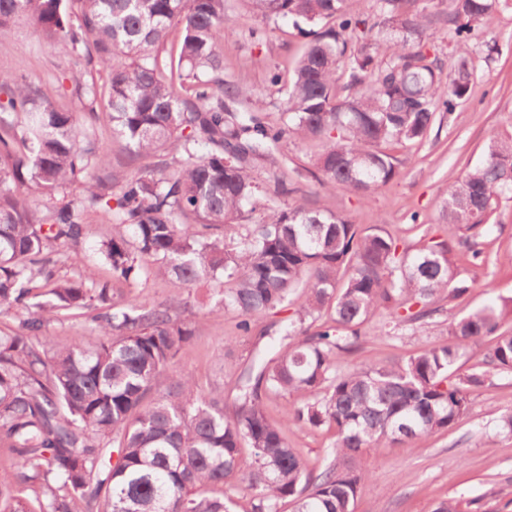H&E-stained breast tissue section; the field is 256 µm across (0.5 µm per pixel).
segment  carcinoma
<instances>
[{
  "mask_svg": "<svg viewBox=\"0 0 512 512\" xmlns=\"http://www.w3.org/2000/svg\"><path fill=\"white\" fill-rule=\"evenodd\" d=\"M250 2L264 17L293 20L306 39L282 123L266 120L265 100L224 80V0H0V31L24 16L54 51L105 74L100 86L77 85L89 100L82 114L57 107L40 83L0 73V316L22 317L25 329L0 336V448L10 459L0 466V512H352L366 451L447 433L474 391L512 374V329L496 300L449 322L442 345L339 370L380 310L388 317L376 331L386 333L439 311L440 294L469 293L454 247L442 240L401 252L380 226L279 205L296 187L282 178L264 188L253 173L288 144L319 140L322 187L371 200L398 176L386 146L423 142L465 100L470 55L512 0H453L444 19L430 0H377L373 23L358 0ZM441 20L457 56L445 77L429 45ZM175 23L182 36L167 58ZM99 106L129 160L163 153L172 162L112 182L108 153L93 146ZM73 185L81 196L68 194ZM506 192L511 135L492 139L448 185L441 219L476 236ZM259 202L264 217L234 241ZM97 209L127 229L100 249L119 280L141 278L147 259L154 274L187 286L220 274L231 284L224 306L240 312L245 335L293 302L287 346L239 373L232 408L224 392L175 370L195 329L168 306L119 305L105 285L56 277L54 244L79 245ZM63 311L92 314L98 336L46 347L42 329ZM483 341L482 362L458 373V360ZM283 392L300 405L276 423L263 401ZM290 424L333 430L334 461L309 471L289 448ZM238 485L250 491L242 511L228 494Z\"/></svg>",
  "mask_w": 512,
  "mask_h": 512,
  "instance_id": "1",
  "label": "carcinoma"
}]
</instances>
